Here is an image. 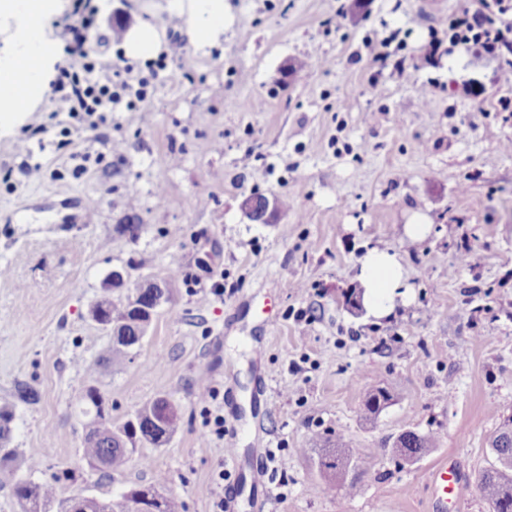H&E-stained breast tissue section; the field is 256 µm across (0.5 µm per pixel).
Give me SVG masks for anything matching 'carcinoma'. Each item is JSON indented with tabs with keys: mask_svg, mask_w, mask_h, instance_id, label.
I'll use <instances>...</instances> for the list:
<instances>
[{
	"mask_svg": "<svg viewBox=\"0 0 512 512\" xmlns=\"http://www.w3.org/2000/svg\"><path fill=\"white\" fill-rule=\"evenodd\" d=\"M92 315L103 325L119 330L111 336L105 352L88 367L90 373L103 377L112 368L124 363L133 349L145 337L150 320L140 315L130 297L117 301L108 296L98 300ZM393 395L383 387L365 391L361 413L374 418L392 402ZM81 401L86 404L81 413L87 417L84 424L83 457L92 466L109 472L123 470L132 460L135 450L148 443L159 448L170 440L179 426V417L172 403L155 398L144 403L124 423L112 425V416L98 387L84 388ZM13 408L0 406V473L13 476V496L20 512H71L73 497L57 496V484L69 474H54L46 480L15 477V469L22 463L19 449L11 447ZM313 447L320 449L318 468L325 480L322 491L333 494L342 489L350 496L363 492V475L371 466L373 454L353 455L344 438L316 437ZM437 447V438L406 430L394 442L396 458L405 463L424 457ZM494 461L477 478V489L487 505L488 512H512V415L504 417L489 440ZM166 476L161 474L149 485H136L121 495L117 502L99 499L94 512H131L142 503L150 505L152 512H184L183 502L165 492Z\"/></svg>",
	"mask_w": 512,
	"mask_h": 512,
	"instance_id": "obj_1",
	"label": "carcinoma"
}]
</instances>
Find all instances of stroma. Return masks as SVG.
I'll list each match as a JSON object with an SVG mask.
<instances>
[{"mask_svg": "<svg viewBox=\"0 0 512 512\" xmlns=\"http://www.w3.org/2000/svg\"><path fill=\"white\" fill-rule=\"evenodd\" d=\"M94 3L86 49L150 77L139 111L27 133L55 108L47 93L23 121L0 122V405L14 410L13 447L37 464L21 477L68 471L59 497L116 500L162 473L186 512H432L427 477L445 461L465 487L460 512H487L477 476L512 414V112L499 106L512 84L475 50L435 66L418 55L472 0L438 14L424 0H349L342 21L336 0H224V35L205 49L167 0ZM147 25L185 43L166 69L106 38ZM388 36L405 73L368 57ZM254 193L288 204L257 223L244 207ZM409 224L426 237L411 240ZM374 248L409 287L380 319L357 279ZM173 267L132 360L91 379L111 340L93 305ZM90 384L117 425L167 398L176 434L123 471L92 469L78 404ZM373 386L394 399L368 419ZM27 387L36 399H22ZM409 429L438 446L400 465L392 443ZM316 434L372 453L362 494L322 492Z\"/></svg>", "mask_w": 512, "mask_h": 512, "instance_id": "obj_1", "label": "stroma"}]
</instances>
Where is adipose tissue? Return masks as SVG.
Masks as SVG:
<instances>
[{
    "label": "adipose tissue",
    "mask_w": 512,
    "mask_h": 512,
    "mask_svg": "<svg viewBox=\"0 0 512 512\" xmlns=\"http://www.w3.org/2000/svg\"><path fill=\"white\" fill-rule=\"evenodd\" d=\"M57 4L58 0H0V34L19 46L9 59L0 60V112L17 115L30 111L43 96L54 74L55 42L31 20L54 13ZM169 4L171 12L183 18L202 46L218 44L224 32V0H169ZM359 278L374 312L389 314L403 280L395 257L372 251Z\"/></svg>",
    "instance_id": "ef3b65f1"
}]
</instances>
